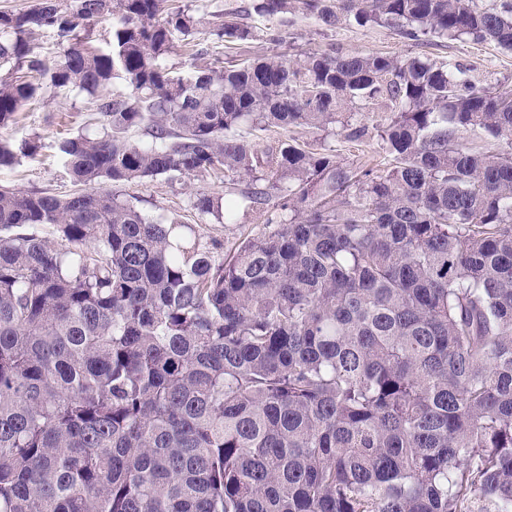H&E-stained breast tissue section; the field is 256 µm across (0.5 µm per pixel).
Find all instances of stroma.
Instances as JSON below:
<instances>
[{
    "label": "stroma",
    "mask_w": 512,
    "mask_h": 512,
    "mask_svg": "<svg viewBox=\"0 0 512 512\" xmlns=\"http://www.w3.org/2000/svg\"><path fill=\"white\" fill-rule=\"evenodd\" d=\"M255 38L234 50L237 60H249L266 53L269 43L267 31L286 33L290 43L288 59H296L301 52L335 49L341 54L384 53L410 55L437 61L450 60L462 65H474L473 79L477 85H495L512 89V50L486 41L469 39L437 40L434 43L407 42L392 28L385 26L323 29L318 21L298 13L275 16H252L249 19ZM43 84L41 96L30 100L18 113L14 124L0 131V136L12 142L37 140L40 148L35 156L18 157L15 164L0 170V184L23 191L47 192L65 195L73 192L63 164L60 144L63 140L84 133L98 134L101 124L94 112L95 95L77 88L59 90L50 87L47 75H40ZM295 137L316 146L334 150L338 159L358 165H375L383 160L373 136L358 140L334 136L314 128L298 129ZM122 193L133 197L135 203L149 218H177L193 224L204 242L231 246L239 240L264 231L258 215L248 214L236 224H220L200 217L192 207L195 195L220 196L224 185L218 181L200 179H169L158 176L122 186Z\"/></svg>",
    "instance_id": "obj_1"
}]
</instances>
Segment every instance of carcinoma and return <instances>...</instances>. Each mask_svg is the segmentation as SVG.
Masks as SVG:
<instances>
[{"label":"carcinoma","mask_w":512,"mask_h":512,"mask_svg":"<svg viewBox=\"0 0 512 512\" xmlns=\"http://www.w3.org/2000/svg\"><path fill=\"white\" fill-rule=\"evenodd\" d=\"M163 2L0 11V129L42 89L34 27L70 40L53 88L126 82L96 99L102 133L60 146L82 189L0 185V512H512V90L379 53L216 67L200 47L182 75L165 58L201 18ZM296 11L512 49V0H251L213 32ZM353 111L386 113L383 166L234 135ZM38 149L0 139V168ZM157 176L222 181L193 208L267 230L217 259L116 191Z\"/></svg>","instance_id":"cac0c4a2"}]
</instances>
